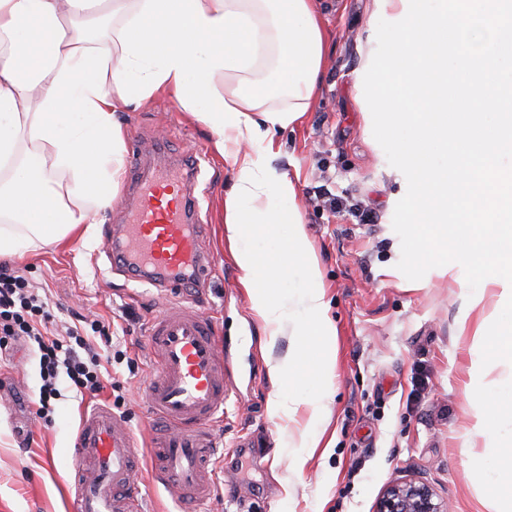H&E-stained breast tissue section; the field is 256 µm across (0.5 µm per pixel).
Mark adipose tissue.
Instances as JSON below:
<instances>
[{"mask_svg":"<svg viewBox=\"0 0 512 512\" xmlns=\"http://www.w3.org/2000/svg\"><path fill=\"white\" fill-rule=\"evenodd\" d=\"M329 38L317 0H0V257L89 236L121 188L117 113L176 100L232 171L225 233L269 340L316 354L270 365L273 415L308 413L302 465L330 424L337 330L297 185L266 158L316 100Z\"/></svg>","mask_w":512,"mask_h":512,"instance_id":"ef3b65f1","label":"adipose tissue"}]
</instances>
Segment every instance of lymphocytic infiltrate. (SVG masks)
Listing matches in <instances>:
<instances>
[{"mask_svg":"<svg viewBox=\"0 0 512 512\" xmlns=\"http://www.w3.org/2000/svg\"><path fill=\"white\" fill-rule=\"evenodd\" d=\"M108 337L102 321H91L89 328L60 330L46 300L35 291L18 270L0 266V347L25 337L40 352L39 415H48L51 402L59 396L57 379L66 376L80 394L94 395L103 390L102 358L92 347L90 333Z\"/></svg>","mask_w":512,"mask_h":512,"instance_id":"lymphocytic-infiltrate-1","label":"lymphocytic infiltrate"}]
</instances>
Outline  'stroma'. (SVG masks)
I'll return each instance as SVG.
<instances>
[{"label":"stroma","mask_w":512,"mask_h":512,"mask_svg":"<svg viewBox=\"0 0 512 512\" xmlns=\"http://www.w3.org/2000/svg\"><path fill=\"white\" fill-rule=\"evenodd\" d=\"M321 11L331 38L321 95L301 122L279 132L269 163L298 179L303 221L337 328V379L329 398L336 445L326 457L297 467L293 451L282 446L283 421L270 417V401L282 389L270 360L291 350L309 366L312 351L300 336L269 343L239 284L220 222L232 173L212 156L210 133L163 96L118 115L127 150L163 141L210 156L199 199L213 273L199 296L224 342L234 386L217 427L224 458L216 463L205 512H375L385 487L408 478L430 483L450 512H494L472 469L486 439L477 437L472 449L466 435L473 408L471 342L456 328L462 291L435 275L422 287H403L392 219L405 194L404 176L366 130L355 100L371 0H321ZM120 214L107 211L89 240L75 237L11 261L44 288L56 320L81 316L109 324L111 338L93 342L111 345L114 355L97 395H80L59 376L61 395L42 418L38 356L21 340L0 351V512H71L72 448L85 405H108L138 441L148 438L143 390L154 365L146 333L165 300L149 285L128 288L112 270L106 227Z\"/></svg>","instance_id":"stroma-1"}]
</instances>
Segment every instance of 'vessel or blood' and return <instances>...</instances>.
<instances>
[{
  "instance_id": "1",
  "label": "vessel or blood",
  "mask_w": 512,
  "mask_h": 512,
  "mask_svg": "<svg viewBox=\"0 0 512 512\" xmlns=\"http://www.w3.org/2000/svg\"><path fill=\"white\" fill-rule=\"evenodd\" d=\"M201 157L174 160L154 152L151 161L130 162V202L108 253L113 270L132 283L168 294V304L152 318L147 348L155 370L145 390L153 424L152 477L175 493L187 512L212 495L220 448L216 424L224 416L229 378L212 319L204 316L189 283L179 279L192 269L208 280L212 264L201 247L202 225L196 188ZM140 444L125 417L103 405L84 410L74 445L79 466L73 499L75 512H143L134 483Z\"/></svg>"
}]
</instances>
